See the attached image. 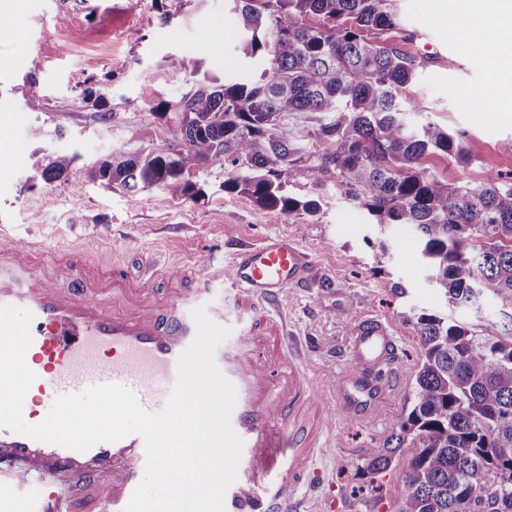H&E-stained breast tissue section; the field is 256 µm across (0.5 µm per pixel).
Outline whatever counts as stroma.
I'll list each match as a JSON object with an SVG mask.
<instances>
[{"mask_svg": "<svg viewBox=\"0 0 512 512\" xmlns=\"http://www.w3.org/2000/svg\"><path fill=\"white\" fill-rule=\"evenodd\" d=\"M398 25L390 42L418 66L398 96L415 103L408 124L434 122L463 134L470 161L445 154L427 166L451 182L481 183L485 160L512 180V110L500 107L507 73L491 74L483 61L489 34L465 29L457 0H397ZM158 0H0L8 9L0 27V232L20 242L38 239L49 249L78 245L98 269L115 264L138 269L151 261L153 287L167 271L204 274L207 260L230 258L234 244L281 233L308 250L316 276L291 288L280 303L288 334L301 343L309 376L322 402H332L346 364L339 348L357 317L390 323L404 349L401 384L372 416L329 413L325 447L310 481L298 492L303 512H393L413 450L402 447L383 473L367 476L365 464L397 433L413 403L421 346L412 318L437 311L475 328L501 319V304L484 292L481 309L448 305L424 267L414 230L378 226L345 197L333 175L310 179L309 160L284 178L288 195L318 200L317 213L283 214L228 194L231 165L193 169L197 200H177L156 187L130 192L91 173L111 150L162 153L177 144L179 118L154 114L159 102L177 103L204 76L225 82L253 77L257 66L238 52L242 38L232 0H168L175 18L162 23ZM200 63V73L180 61ZM106 97L95 105L90 90ZM38 107H30L31 96ZM65 154V177L47 180L40 161ZM385 253L377 264V253Z\"/></svg>", "mask_w": 512, "mask_h": 512, "instance_id": "1", "label": "stroma"}]
</instances>
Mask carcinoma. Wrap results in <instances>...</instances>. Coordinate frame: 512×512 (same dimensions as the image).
<instances>
[{
  "label": "carcinoma",
  "mask_w": 512,
  "mask_h": 512,
  "mask_svg": "<svg viewBox=\"0 0 512 512\" xmlns=\"http://www.w3.org/2000/svg\"><path fill=\"white\" fill-rule=\"evenodd\" d=\"M244 33L240 49L259 58V77L207 81L159 114H181V141L166 155L134 156L120 148L93 176L125 188L158 187L192 200L185 173L226 162L242 169L224 191L249 196L283 214L318 210L314 199L284 192L282 178L307 150L285 123L291 112H321L313 179L336 172L338 186L375 224H407L417 233L429 277L447 302L477 304L485 288L508 305L512 323V181L493 175L479 185L431 174L441 152L467 161L456 137L434 123L404 119L398 91L415 61L384 38L397 26L395 0H235ZM352 24L345 27L341 19ZM72 163L50 159L43 176L56 180ZM422 346L414 402L399 424L396 445L370 459L364 472L386 471L405 440L416 448L402 477L396 512H512V329L487 321L476 332L438 313L414 323Z\"/></svg>",
  "instance_id": "obj_1"
}]
</instances>
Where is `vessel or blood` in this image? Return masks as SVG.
Returning a JSON list of instances; mask_svg holds the SVG:
<instances>
[{
    "label": "vessel or blood",
    "mask_w": 512,
    "mask_h": 512,
    "mask_svg": "<svg viewBox=\"0 0 512 512\" xmlns=\"http://www.w3.org/2000/svg\"><path fill=\"white\" fill-rule=\"evenodd\" d=\"M314 275L311 255L277 235L236 245L228 270L208 273L196 287H186L184 273L173 270L175 287L161 294L121 265L99 277L80 249L62 254L1 234L0 307L32 315L25 362L35 380L23 418L38 424L60 396L108 384L129 389L148 411L164 409L179 357L196 335L193 310L207 306L209 317L223 323V309L209 301L231 283L239 290L236 317L245 328L218 345L215 361L236 390L231 423L243 451L225 512H298L296 491L322 446L325 419L305 420L316 398L273 308L285 290ZM345 351L349 364L336 403L349 416H371L397 382V339L381 319L364 316L355 321ZM18 465L42 486L38 512H84L89 502L125 512L144 476L145 442L131 434L81 452L0 427V489H17Z\"/></svg>",
    "instance_id": "b4317fda"
}]
</instances>
